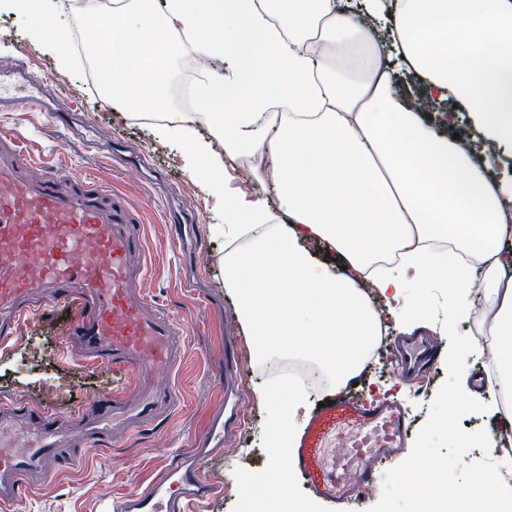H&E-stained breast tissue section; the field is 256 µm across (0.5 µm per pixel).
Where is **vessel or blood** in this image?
Wrapping results in <instances>:
<instances>
[{
  "mask_svg": "<svg viewBox=\"0 0 512 512\" xmlns=\"http://www.w3.org/2000/svg\"><path fill=\"white\" fill-rule=\"evenodd\" d=\"M147 239L125 200L89 173L61 183L18 136L0 132V344L23 317L46 307L75 306L65 343L91 364L123 372L126 383L62 416L24 400L0 404V512H10L23 491L50 475L48 461L123 436L169 415L180 397L172 378L189 334L186 323L154 300L147 286ZM235 342L224 340V412L209 414L192 447L163 469L115 496L104 512H193L221 493L208 457L241 425ZM399 368L420 376L435 345L421 336H398ZM344 432L337 451L317 475L313 454L324 425ZM410 417L403 401L340 397L308 420L289 463L312 478V491L332 512H358L377 481V467L400 457Z\"/></svg>",
  "mask_w": 512,
  "mask_h": 512,
  "instance_id": "b4317fda",
  "label": "vessel or blood"
}]
</instances>
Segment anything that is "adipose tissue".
Listing matches in <instances>:
<instances>
[{
	"mask_svg": "<svg viewBox=\"0 0 512 512\" xmlns=\"http://www.w3.org/2000/svg\"><path fill=\"white\" fill-rule=\"evenodd\" d=\"M186 39L205 76L190 90L193 117L224 145L210 179L224 185V234L245 248L224 255L254 349L299 348L348 381L372 344L377 314L358 276L398 255L373 284L397 315H428L425 291L448 290L449 332L474 319L467 267L451 251H480L496 308L484 404L512 393V178L492 183L467 141L439 134L423 114L448 104L469 113L487 144L512 148V0H112V105L163 104L174 65L166 39ZM395 48L423 82L396 89L385 56ZM140 95H132V87ZM243 157L250 182L224 162ZM319 240L347 275L330 274L307 248ZM270 444L287 458L301 391L279 383Z\"/></svg>",
	"mask_w": 512,
	"mask_h": 512,
	"instance_id": "adipose-tissue-1",
	"label": "adipose tissue"
}]
</instances>
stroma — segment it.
I'll return each mask as SVG.
<instances>
[{
    "label": "stroma",
    "mask_w": 512,
    "mask_h": 512,
    "mask_svg": "<svg viewBox=\"0 0 512 512\" xmlns=\"http://www.w3.org/2000/svg\"><path fill=\"white\" fill-rule=\"evenodd\" d=\"M40 8L54 21L36 38L32 31L37 17L17 0H0V68L11 69L15 60L23 59L30 69L58 78L70 95L56 97V104L65 106L71 97L82 103V123L92 128L98 147L86 151L76 134L35 111L0 112V128L17 130L46 162H53L56 153L66 154L74 170L96 175L127 199L147 233L148 260L155 271L150 287L164 308L188 321L190 335L174 377L181 395L178 409L156 426L102 441L99 449L72 465L56 466L53 477L27 491L14 512H101L106 499L161 469L173 447H189L207 409L224 401V385L211 369V359L222 345L213 327L223 314L235 322L240 363L252 397L245 407L247 430L208 465L211 478L230 483L232 489L210 498L198 512H250L252 504L239 490L241 481L262 483L277 462V451L267 437L273 405L258 393L280 377L266 365L300 363L304 357L278 350L267 359L257 358L251 336L237 321L236 300L224 286L229 244L224 210L208 181L206 155L185 164L182 144L165 139L162 127L135 121L131 112L106 108L102 97L82 81L90 59L110 69L107 43H99L90 56L72 51L69 67H60L53 34L69 29L72 18L49 0H42ZM73 318V310L53 308L21 322L0 349V403L22 399L66 412L116 385L119 375L111 367L87 364L66 351L63 336Z\"/></svg>",
    "instance_id": "1"
}]
</instances>
